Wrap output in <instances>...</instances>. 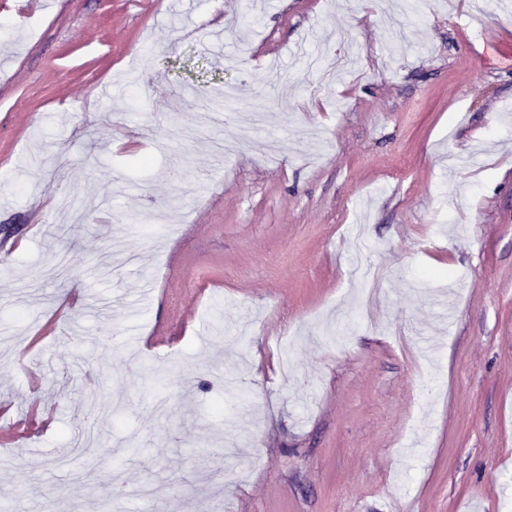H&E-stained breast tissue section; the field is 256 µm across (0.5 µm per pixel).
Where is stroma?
Listing matches in <instances>:
<instances>
[{"label":"stroma","instance_id":"stroma-1","mask_svg":"<svg viewBox=\"0 0 512 512\" xmlns=\"http://www.w3.org/2000/svg\"><path fill=\"white\" fill-rule=\"evenodd\" d=\"M496 2L0 0V512H512Z\"/></svg>","mask_w":512,"mask_h":512}]
</instances>
